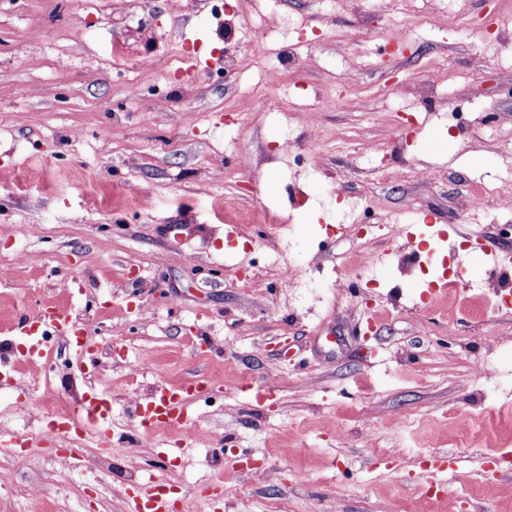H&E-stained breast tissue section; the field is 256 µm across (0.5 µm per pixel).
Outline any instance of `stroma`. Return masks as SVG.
I'll return each mask as SVG.
<instances>
[{"label": "stroma", "instance_id": "obj_1", "mask_svg": "<svg viewBox=\"0 0 512 512\" xmlns=\"http://www.w3.org/2000/svg\"><path fill=\"white\" fill-rule=\"evenodd\" d=\"M229 10L265 4L0 0V512H128L157 483L223 485L221 512H512V438L481 425L512 406V307L464 265L502 249L512 300V212L467 208L512 169V63L492 45L512 0H283L292 63ZM399 28L416 41L387 56ZM426 217L446 243L397 229ZM45 309L84 331L114 433L155 387L199 382L193 426L77 467L42 446L90 383L65 345L29 357L23 323Z\"/></svg>", "mask_w": 512, "mask_h": 512}]
</instances>
